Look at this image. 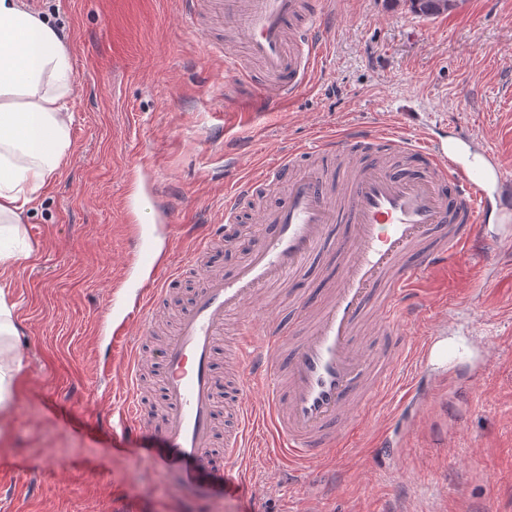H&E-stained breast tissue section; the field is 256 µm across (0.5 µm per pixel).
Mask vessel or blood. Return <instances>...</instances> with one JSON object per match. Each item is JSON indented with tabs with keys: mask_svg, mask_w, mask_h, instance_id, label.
<instances>
[{
	"mask_svg": "<svg viewBox=\"0 0 512 512\" xmlns=\"http://www.w3.org/2000/svg\"><path fill=\"white\" fill-rule=\"evenodd\" d=\"M328 0H221L226 24L234 27L263 75L257 103L273 110L306 88L327 50L333 19ZM334 160L324 170L303 165V155ZM501 193L489 198L477 173L461 163L444 142L414 139L394 130H347L316 135L263 165L257 175L235 181L224 194L222 227L237 228L243 201L262 187L283 183V202L263 217L257 242L230 273L200 272L191 302L176 316L159 354L163 422L150 453L160 470L184 487L207 486L214 499L226 489L244 488L254 453L251 439L262 432L289 469L327 460L359 434L368 409L388 398L395 375L414 363L423 368L438 356L443 341L432 331L415 348L398 337L412 326L425 303L418 288L424 274L442 261L481 252L480 281L497 272L491 243L479 228L493 206L512 198V176L496 153L486 155ZM122 208L138 248L130 266L141 285L131 310L112 327L122 349L125 404L116 422L131 439L149 431L144 394L153 386L143 366V343L155 332L154 311L185 269L206 256L215 236L202 235L179 262L156 253L154 238L173 235L170 224L142 223L146 203L126 193ZM342 259L329 299L314 313L295 342L264 336L244 312L260 292L294 279L324 248ZM238 315L240 339L223 349L224 319ZM382 336L367 346L366 332ZM233 373L222 389L218 370ZM261 402H253L255 391ZM231 415L221 458L210 448L218 412Z\"/></svg>",
	"mask_w": 512,
	"mask_h": 512,
	"instance_id": "obj_1",
	"label": "vessel or blood"
}]
</instances>
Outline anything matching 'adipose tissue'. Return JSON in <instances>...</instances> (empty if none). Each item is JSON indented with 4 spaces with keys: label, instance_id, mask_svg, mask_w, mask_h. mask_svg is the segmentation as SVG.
<instances>
[{
    "label": "adipose tissue",
    "instance_id": "obj_1",
    "mask_svg": "<svg viewBox=\"0 0 512 512\" xmlns=\"http://www.w3.org/2000/svg\"><path fill=\"white\" fill-rule=\"evenodd\" d=\"M71 55L57 30L21 0H0V275L23 253L22 218L61 172L71 141ZM11 288L0 284V421L18 404L23 355Z\"/></svg>",
    "mask_w": 512,
    "mask_h": 512
}]
</instances>
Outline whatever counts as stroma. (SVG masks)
<instances>
[{"label":"stroma","instance_id":"1","mask_svg":"<svg viewBox=\"0 0 512 512\" xmlns=\"http://www.w3.org/2000/svg\"><path fill=\"white\" fill-rule=\"evenodd\" d=\"M49 19L70 51L71 149L23 225L28 248L10 277L24 352L19 403L0 426V465H20L32 493L0 482V512H512V209L483 226L501 274L480 284L478 257L461 256L419 283L428 305L410 343L432 321L453 341L447 366L430 364L411 399L372 407V428L330 463L288 476L259 456L244 493L217 502L180 488L148 459L145 433L111 438L123 399L110 331L96 321L134 248L121 202L129 175L159 183L186 254L220 219L234 178L307 143L317 132L394 129L495 151L512 173V0H464L435 18L405 0H333L335 27L321 74L278 111L252 110L251 83L230 84L206 41L235 43L209 0L205 36L178 0H24ZM229 110L216 117V105ZM283 197L273 186L241 208L239 236L210 262L229 269ZM340 264L324 254L297 280L262 292L251 314L281 335L303 318L292 294L329 284ZM495 356L486 365L482 348ZM458 382L440 385L444 372ZM387 429L390 447L376 445Z\"/></svg>","mask_w":512,"mask_h":512}]
</instances>
